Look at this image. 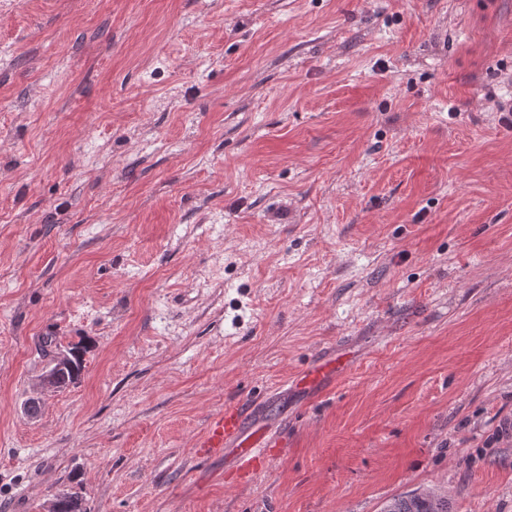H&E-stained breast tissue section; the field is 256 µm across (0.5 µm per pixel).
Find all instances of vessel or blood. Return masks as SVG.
Wrapping results in <instances>:
<instances>
[{"label":"vessel or blood","instance_id":"vessel-or-blood-1","mask_svg":"<svg viewBox=\"0 0 512 512\" xmlns=\"http://www.w3.org/2000/svg\"><path fill=\"white\" fill-rule=\"evenodd\" d=\"M246 410L235 405L225 406L214 416L200 442L202 452L221 453L232 456L236 469L249 474L257 465L268 446L267 433L261 424L245 426Z\"/></svg>","mask_w":512,"mask_h":512}]
</instances>
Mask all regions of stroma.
Returning a JSON list of instances; mask_svg holds the SVG:
<instances>
[{
    "label": "stroma",
    "mask_w": 512,
    "mask_h": 512,
    "mask_svg": "<svg viewBox=\"0 0 512 512\" xmlns=\"http://www.w3.org/2000/svg\"><path fill=\"white\" fill-rule=\"evenodd\" d=\"M510 103L512 0H0V512H512ZM71 357L68 352H59L53 355L47 365L45 373L40 380V388L43 390L59 389L58 375L67 365H70ZM249 411L236 405H226L224 411L210 420L198 445L203 453L231 455L236 463V470L242 475L253 471L264 448H269L268 434L260 421L250 428L245 427L244 419ZM409 495L397 496L389 500L383 507L387 512H451L448 499L436 504L423 502ZM382 510V512H384Z\"/></svg>",
    "instance_id": "35a3bbf8"
}]
</instances>
